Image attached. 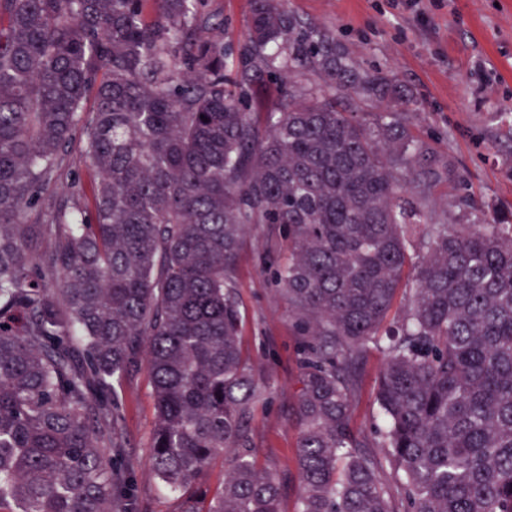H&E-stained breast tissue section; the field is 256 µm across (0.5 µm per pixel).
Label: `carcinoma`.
Instances as JSON below:
<instances>
[{"label": "carcinoma", "mask_w": 512, "mask_h": 512, "mask_svg": "<svg viewBox=\"0 0 512 512\" xmlns=\"http://www.w3.org/2000/svg\"><path fill=\"white\" fill-rule=\"evenodd\" d=\"M206 2L0 0V512H132L115 384L142 358L150 473L199 488L183 512H279L239 343L250 224L288 240L271 283L302 336L296 512H512V216L435 221L413 101L334 32L252 0L228 48ZM77 128L89 219L48 191ZM411 249L414 300L389 323ZM381 336L376 459L351 408Z\"/></svg>", "instance_id": "1"}]
</instances>
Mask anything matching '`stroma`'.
Here are the masks:
<instances>
[{
  "label": "stroma",
  "mask_w": 512,
  "mask_h": 512,
  "mask_svg": "<svg viewBox=\"0 0 512 512\" xmlns=\"http://www.w3.org/2000/svg\"><path fill=\"white\" fill-rule=\"evenodd\" d=\"M312 24L335 31L363 67L392 73L414 104L406 114L412 134L433 152L426 165L447 168L434 200L440 222L462 223L455 206L467 189L486 213L512 214V0H288ZM56 186L93 206V172L84 137L67 147ZM288 242L276 224H254L239 252L235 281L242 349L263 397L252 422L257 460L283 479L282 512H295L296 453L300 429L291 407L299 387L297 338L287 299L268 282L266 257L281 258ZM386 353L370 345L352 428L366 442L364 455L385 453L378 438L376 381ZM122 429L136 469L137 512H181L179 494L161 489L149 474L154 406L146 367L121 380Z\"/></svg>",
  "instance_id": "stroma-1"
}]
</instances>
